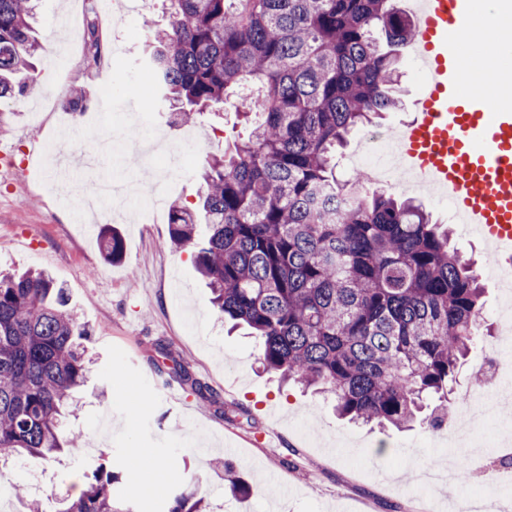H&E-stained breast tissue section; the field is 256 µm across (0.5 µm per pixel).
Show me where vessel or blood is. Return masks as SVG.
I'll return each instance as SVG.
<instances>
[{"label":"vessel or blood","instance_id":"b4317fda","mask_svg":"<svg viewBox=\"0 0 512 512\" xmlns=\"http://www.w3.org/2000/svg\"><path fill=\"white\" fill-rule=\"evenodd\" d=\"M468 2L415 0L412 51L431 81L402 130L401 153L427 188L447 197L459 223L491 242L496 262L512 268V81L494 103L460 98L453 32Z\"/></svg>","mask_w":512,"mask_h":512}]
</instances>
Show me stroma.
I'll list each match as a JSON object with an SVG mask.
<instances>
[{"mask_svg": "<svg viewBox=\"0 0 512 512\" xmlns=\"http://www.w3.org/2000/svg\"><path fill=\"white\" fill-rule=\"evenodd\" d=\"M148 18L163 23L161 0H124L114 16L82 10L80 0H39L42 49L33 60L31 85L0 106V149L12 152L19 165L0 173V270L50 272L91 330L89 380L70 422L82 439L47 466L49 500L72 498L75 480L93 466L83 457L90 447L110 459L120 489L144 512H165L161 493H174L189 478L198 480L211 512H416L422 503L430 512H449V502L489 490L487 474L494 470L503 483L494 512H512V469H500L495 445L497 434L512 425V404L488 411L479 423L462 422L450 411L445 422L465 434L463 447L440 443L419 425L380 430L346 423L323 397L266 373L258 338L225 328L190 252L166 244L167 206L195 205L204 161L245 137L247 128L229 105L218 118L206 113L191 126L171 123L156 86L145 79ZM91 22L102 35L96 69L77 50L80 28ZM57 51L67 58L65 68L51 62ZM76 88L86 97L77 113L67 105ZM417 88L414 68L406 66L398 85L401 107L350 134L336 156L337 177H349L348 158L368 133L410 121ZM129 113L145 117L147 135H162L180 150V168L165 173L152 163L118 164L110 153L94 169L84 168L83 155L110 140ZM60 136L75 180L106 178L119 165L125 180L163 194L154 223L119 224L121 261L104 257L96 234L100 220L76 209L55 181L52 162L33 150ZM414 198L434 222L451 228L455 247L479 268L483 318L495 325L500 290L485 242L457 224L439 198L420 192ZM186 373L205 385V395L183 387ZM171 383L181 385L180 401L168 399ZM144 449L183 462L180 472L161 474V493L143 491L137 482ZM462 458L473 459L475 472L428 494L396 475L402 465L416 469ZM228 466L249 482L247 493L229 487Z\"/></svg>", "mask_w": 512, "mask_h": 512, "instance_id": "1", "label": "stroma"}]
</instances>
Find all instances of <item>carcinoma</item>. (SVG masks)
<instances>
[{"label": "carcinoma", "instance_id": "carcinoma-1", "mask_svg": "<svg viewBox=\"0 0 512 512\" xmlns=\"http://www.w3.org/2000/svg\"><path fill=\"white\" fill-rule=\"evenodd\" d=\"M145 22L150 64L173 123L230 99L246 139L206 161L198 207H169V244L194 263L220 316L262 342L270 373L315 388L349 421L433 430L482 324L481 274L444 224L410 200L336 176V147L397 106L400 47L415 37L396 0H162ZM36 0H0V105L41 48ZM205 226L203 243L196 241ZM100 239L122 255L115 229ZM89 326L66 288L36 271H0V464L45 463L74 443L65 419L85 385ZM100 464L60 512H137ZM198 491L169 512H204Z\"/></svg>", "mask_w": 512, "mask_h": 512}]
</instances>
